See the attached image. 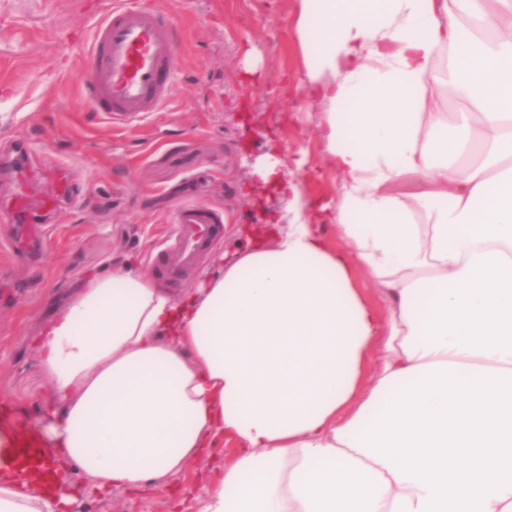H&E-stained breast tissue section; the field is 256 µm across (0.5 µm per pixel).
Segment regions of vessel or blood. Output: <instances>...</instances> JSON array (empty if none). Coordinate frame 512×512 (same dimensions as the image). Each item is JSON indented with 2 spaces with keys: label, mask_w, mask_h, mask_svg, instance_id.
Returning a JSON list of instances; mask_svg holds the SVG:
<instances>
[{
  "label": "vessel or blood",
  "mask_w": 512,
  "mask_h": 512,
  "mask_svg": "<svg viewBox=\"0 0 512 512\" xmlns=\"http://www.w3.org/2000/svg\"><path fill=\"white\" fill-rule=\"evenodd\" d=\"M90 75L83 96L113 122L129 124L158 112L170 99L169 75L175 64V35L161 12L136 6L134 0H114L111 9L95 23L88 48ZM53 194L40 197L19 187L11 201L0 206V221L11 224V247L26 250L32 245L27 219L33 213L55 211L77 194L63 173L49 172ZM224 234V218L215 208L186 203L173 218L171 244L152 250L163 280L183 283L211 252Z\"/></svg>",
  "instance_id": "vessel-or-blood-1"
}]
</instances>
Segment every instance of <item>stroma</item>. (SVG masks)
I'll return each mask as SVG.
<instances>
[{"instance_id":"stroma-1","label":"stroma","mask_w":512,"mask_h":512,"mask_svg":"<svg viewBox=\"0 0 512 512\" xmlns=\"http://www.w3.org/2000/svg\"><path fill=\"white\" fill-rule=\"evenodd\" d=\"M113 0H0V201L20 177L40 192L61 167L80 201L45 219L48 241L0 251V399L40 419L54 396L34 339L89 277L129 264L158 276L147 253L170 234L175 209L195 200L252 221V206L285 213L262 193L254 164L276 151L308 201H335L341 178L324 163L326 103L301 85L297 0H139L164 10L177 37L171 98L126 126L81 95L95 21ZM24 144L19 170L14 147ZM241 449L230 436L178 474L126 491L82 494L69 512H196L209 478Z\"/></svg>"}]
</instances>
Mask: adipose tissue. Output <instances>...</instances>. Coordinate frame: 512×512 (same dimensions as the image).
Wrapping results in <instances>:
<instances>
[{"label":"adipose tissue","mask_w":512,"mask_h":512,"mask_svg":"<svg viewBox=\"0 0 512 512\" xmlns=\"http://www.w3.org/2000/svg\"><path fill=\"white\" fill-rule=\"evenodd\" d=\"M297 33L335 206L308 212L268 157L288 215L240 227L219 275L177 298L90 278L35 340L46 454L131 490L228 433L243 450L197 512H512V0H299ZM19 468L0 449V512H63L68 483Z\"/></svg>","instance_id":"obj_1"}]
</instances>
